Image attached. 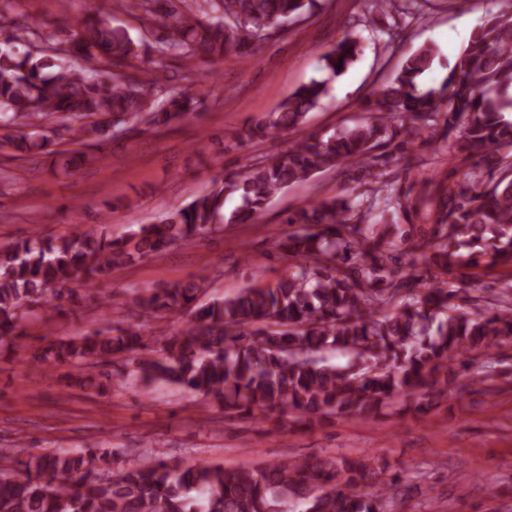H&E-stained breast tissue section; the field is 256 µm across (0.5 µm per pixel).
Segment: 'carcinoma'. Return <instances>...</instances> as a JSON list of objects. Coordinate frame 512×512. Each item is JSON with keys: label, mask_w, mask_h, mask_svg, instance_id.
<instances>
[{"label": "carcinoma", "mask_w": 512, "mask_h": 512, "mask_svg": "<svg viewBox=\"0 0 512 512\" xmlns=\"http://www.w3.org/2000/svg\"><path fill=\"white\" fill-rule=\"evenodd\" d=\"M154 17L153 43L135 41L108 14L56 28L17 24L7 41L29 47L0 50V129L27 156L57 153L61 134L88 152L140 124L166 126L199 112L187 91L150 100L164 88L162 62L144 81L127 73L139 47L159 57L196 63L233 54L279 33L284 20L302 23L317 0H135ZM389 44L403 39L419 17L417 0H369ZM349 33L325 51L320 67L339 76L358 56ZM437 54L427 44L371 91L369 116L347 128L311 131L287 150L220 174L214 188L172 211L158 224L122 237L96 232L0 243V341L19 340L33 323L65 312L74 286L96 284L137 256L163 252L175 240L255 222L288 187L336 167L347 170L351 192L324 198L288 214L287 234L275 248L296 261L289 276L250 285L232 297L200 303V276L161 288L135 303L156 318L186 310L190 321L166 339L165 357L140 359L145 376L180 386L222 404L229 416L297 421L354 416L376 421L406 397L427 402L457 391L490 394V361L477 360L512 338V282L501 292L510 303L481 313L454 303L466 274L454 267L480 259L512 267V0L476 29L446 79L427 92L417 79ZM327 93L326 82L298 87L280 108L246 132L276 136L304 125ZM442 137L454 157L470 163L462 177L439 181L422 171L412 181L398 171L415 166L416 140ZM418 185L430 189L423 197ZM238 205L225 211L227 196ZM412 259L403 262V257ZM145 347L135 327L105 326L69 341L50 340L32 354L36 366L81 364ZM347 358L332 364L326 353ZM107 454L0 448V512H387L391 485L359 487L384 468L362 459L299 458L254 469L163 460L127 462L106 478Z\"/></svg>", "instance_id": "carcinoma-1"}]
</instances>
